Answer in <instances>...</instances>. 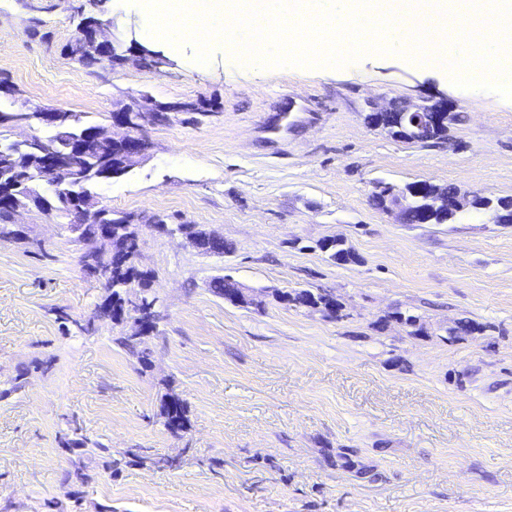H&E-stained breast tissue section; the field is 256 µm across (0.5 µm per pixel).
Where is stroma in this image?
<instances>
[{
	"mask_svg": "<svg viewBox=\"0 0 512 512\" xmlns=\"http://www.w3.org/2000/svg\"><path fill=\"white\" fill-rule=\"evenodd\" d=\"M80 3L0 0V80L16 90L1 106L106 127L144 93L208 111L148 127L145 159L97 188L141 224L137 265L162 314L148 362L117 344L128 326L92 320L106 292L63 223L25 213L26 238L0 239V512H512V224L484 211L402 224L371 201L378 181L512 198V99L456 86L436 54L264 69L219 41L202 66L192 43L151 37L134 0L94 11L125 63L87 66L61 52ZM38 20L52 46L31 38ZM287 100L309 108L271 134ZM440 100L457 115L442 144L368 121ZM179 224L230 252L197 251ZM334 237L357 262L319 249ZM225 275L263 308L214 295ZM316 288L344 319L276 298ZM461 320L483 329L450 340ZM168 394L184 432L164 425ZM73 436L111 459L66 450ZM81 464L93 481L64 482ZM162 416L164 418V425L172 432L187 430V415L186 407L184 403L179 401L169 406L166 400L163 401L162 405Z\"/></svg>",
	"mask_w": 512,
	"mask_h": 512,
	"instance_id": "35a3bbf8",
	"label": "stroma"
}]
</instances>
